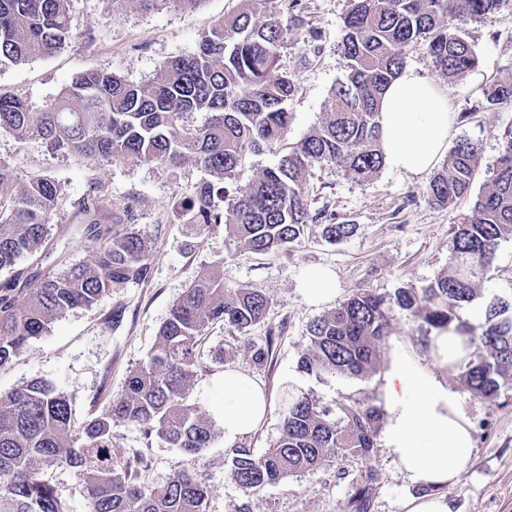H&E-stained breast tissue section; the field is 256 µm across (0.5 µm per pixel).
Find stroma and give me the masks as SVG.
Here are the masks:
<instances>
[{
    "label": "stroma",
    "instance_id": "obj_1",
    "mask_svg": "<svg viewBox=\"0 0 512 512\" xmlns=\"http://www.w3.org/2000/svg\"><path fill=\"white\" fill-rule=\"evenodd\" d=\"M239 6L240 0H203L193 9L163 5L145 12L135 0L120 5L114 0H70L74 40L54 56L0 66V93L22 97L38 109L92 68L107 67L134 83L154 80L164 61L193 53L202 34ZM348 9L349 0H270L258 9L259 22L274 10L302 20L298 40L289 42L281 57L282 69L291 73L295 84L284 145L296 144L326 117L330 89L346 73L339 45ZM464 36L474 47L478 64L460 79L451 81L431 70L420 44L410 47L407 64L447 93L454 112L465 114V121L455 122L452 139L465 137L480 144L482 163L472 196L438 208L426 194L430 173L385 168L371 181L357 183L339 167L318 164L306 186L313 219L299 240L275 253L247 252L220 224L190 238L181 204L205 177L195 161L176 170L135 159L92 161L51 151L39 139L21 141L0 131V161L10 164L16 183L45 174L61 187L50 239L51 269L61 272L91 260L92 250L68 227L77 221L74 202L95 184L102 189L107 209L135 199V228L151 245L147 281L113 289L92 307L72 309L55 320L47 334L0 367V393L36 379L47 381L67 398L72 426L81 430L107 409L129 372L147 359L171 305L204 271L212 270L223 276L226 288H257L271 301L266 318L247 334L221 323L209 325L203 334L187 400L212 421V444L187 456L161 440L145 441L136 426L120 423L113 428L114 453L143 460L134 475L146 486L164 483L174 468L187 470L209 489L206 512H406L407 500L418 489L381 447L367 458L346 452L329 455L317 471L245 494L227 474L229 449L218 390L228 368L266 387L272 401L266 420L238 442L257 455L280 435L290 387L329 406L348 398L380 403L382 371L364 379L322 381L299 372L297 362L308 345L307 327L326 308L302 299L297 277L304 266L322 265L337 275L341 296L356 288L387 295L401 286L424 287L447 268L454 228L470 212L474 193L492 177L502 150L501 135L512 125V104L489 107L483 98L495 80L512 74V8L468 23ZM330 216L354 224L355 233L339 244L326 242L322 226ZM482 288L487 299L512 296V239L500 243ZM269 337L274 340L272 354L267 364L256 365L248 345ZM395 346L430 365L418 322L399 312L392 315L382 355ZM459 396L476 430L470 468L443 490L450 512H512V385L492 401L464 390ZM369 471L377 480L367 486L362 477ZM40 476L55 488L69 512H86V490L77 469L47 465Z\"/></svg>",
    "mask_w": 512,
    "mask_h": 512
}]
</instances>
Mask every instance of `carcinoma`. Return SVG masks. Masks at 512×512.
<instances>
[{"instance_id": "1", "label": "carcinoma", "mask_w": 512, "mask_h": 512, "mask_svg": "<svg viewBox=\"0 0 512 512\" xmlns=\"http://www.w3.org/2000/svg\"><path fill=\"white\" fill-rule=\"evenodd\" d=\"M143 11L159 5L193 7L202 0H134ZM234 15L216 21L188 56L168 59L159 79L131 83L100 67L75 77L40 111L17 96L0 95V128L16 138L38 137L55 152L85 159L136 158L174 169L192 158L211 179L183 201L181 217L199 233L222 224L226 234L255 254L297 241L312 219L306 192L310 170L334 164L359 183L384 167L378 122L380 95L405 67L408 48L425 46L429 67L449 80L478 63L462 27L508 0H350L340 49L347 72L325 103L327 117L309 135L285 149L262 170L248 193L227 204L226 182L247 155L278 145L288 129L292 75L281 70V50L300 36L298 18L270 12L255 21L261 0H241ZM72 39L66 0H0V65L50 57ZM493 106L512 103V76L484 92ZM204 114L196 125L187 120ZM491 179L470 215L456 226L448 270L424 288L399 287L382 296L358 288L334 310L308 326V348L300 372L363 379L380 361L395 311L421 320L426 329L452 322L473 336V349L453 366L462 388L476 398L497 397L512 382V300L495 296L486 305L481 332L458 311L481 296V282L501 241L512 239V125ZM480 162V147L463 138L426 188L432 204L448 207L467 196ZM61 187L47 175L14 185L0 162V271L13 278L0 284V366L18 357L53 321L150 274V246L129 224L133 202L106 213L100 191L77 203L79 233L93 250L90 262L61 273L23 275L18 263L45 244ZM356 225H323V237L338 244ZM269 298L256 288H224L223 278L205 272L169 309L147 362L132 370L109 408L74 434L66 397L44 380L0 395V512H68L54 487L39 478L46 463L77 468L87 491V512H205L208 487L181 468L155 487L132 477L131 465L113 452L112 429L124 422L146 439L157 437L196 455L210 446L212 424L187 401L198 366L203 332L213 322L241 334L262 322ZM255 364L268 362L272 343H250ZM381 408L348 400L327 406L299 391L289 394L281 433L260 456L232 447L226 461L231 480L256 493L290 476L319 469L330 452L368 458L376 448Z\"/></svg>"}]
</instances>
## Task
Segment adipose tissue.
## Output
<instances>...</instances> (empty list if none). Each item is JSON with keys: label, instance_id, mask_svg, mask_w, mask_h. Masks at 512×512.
Returning a JSON list of instances; mask_svg holds the SVG:
<instances>
[{"label": "adipose tissue", "instance_id": "obj_1", "mask_svg": "<svg viewBox=\"0 0 512 512\" xmlns=\"http://www.w3.org/2000/svg\"><path fill=\"white\" fill-rule=\"evenodd\" d=\"M379 122L385 162L391 170L420 174L448 151L453 124L448 97L416 68H404L388 87ZM339 289L335 274L325 267L308 266L298 276V290L312 305L333 300ZM469 346V336L451 325L428 338L436 369H428L400 349L391 353L381 395L387 414L381 439L410 482L423 490L408 501L407 512H450L439 489L471 465L473 424L459 394L437 375L438 370H451ZM269 407L260 383L241 371L225 370L221 415L227 442L255 432Z\"/></svg>", "mask_w": 512, "mask_h": 512}]
</instances>
